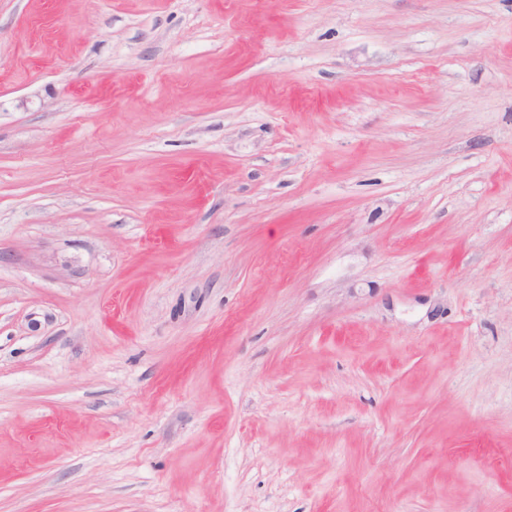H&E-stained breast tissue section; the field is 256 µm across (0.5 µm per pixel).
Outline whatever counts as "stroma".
<instances>
[{
	"label": "stroma",
	"mask_w": 512,
	"mask_h": 512,
	"mask_svg": "<svg viewBox=\"0 0 512 512\" xmlns=\"http://www.w3.org/2000/svg\"><path fill=\"white\" fill-rule=\"evenodd\" d=\"M0 512H512V0H0Z\"/></svg>",
	"instance_id": "35a3bbf8"
}]
</instances>
